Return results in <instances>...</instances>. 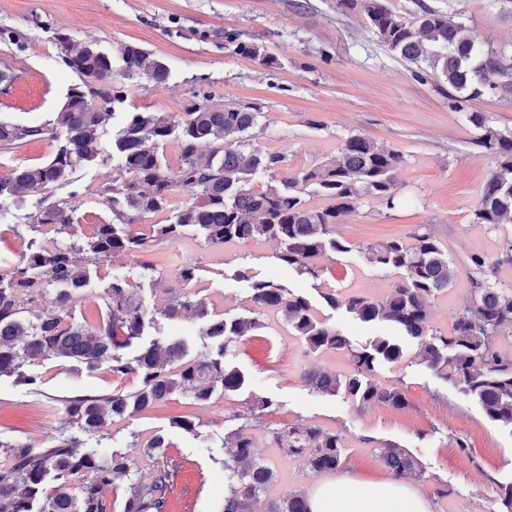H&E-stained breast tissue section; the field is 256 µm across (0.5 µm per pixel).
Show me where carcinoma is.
<instances>
[{"label": "carcinoma", "mask_w": 512, "mask_h": 512, "mask_svg": "<svg viewBox=\"0 0 512 512\" xmlns=\"http://www.w3.org/2000/svg\"><path fill=\"white\" fill-rule=\"evenodd\" d=\"M342 14L358 9L366 24L391 52L415 66L414 77L422 84L439 79L448 86V102L457 110L467 102L490 96L512 105V49L476 41L467 18L444 13L417 3L409 21L388 8L384 0H336ZM225 45L245 57L274 68L276 59L256 41L241 39L236 32H224ZM64 63L89 82L100 84V103L79 99L63 107L57 124L65 129V141L54 158L44 164L17 168L7 180H0V198L35 193L50 183L66 180L75 162L92 161L100 153L99 130L111 117L110 108L122 103L126 91L112 82V61L105 54L85 47L72 53L70 42L60 40ZM125 73H144L158 85L166 82V67L133 45L120 48ZM260 108H226L193 103L185 112H129L115 135L113 148L122 159L121 170L106 189L105 202L112 222L97 224L93 234L80 245L58 242L31 250L0 277V375L14 378L19 385L36 383L29 366L36 360L73 361L93 369L109 362L117 378L132 376L134 390L116 391L100 398L70 397L63 402L64 427L105 438L109 416L123 417L149 410L176 394L197 402L209 400L218 389L236 392L245 382L242 372L226 363L231 346L251 336L261 323L241 317L231 321L211 319L202 336L218 339V357L209 360L187 358L181 339L162 344L142 343L147 326L157 318L174 322L190 312L208 316L205 303L183 293L160 308L144 305L136 289L120 277L113 279L104 298L105 313L94 325L72 317L73 307L88 285L89 271L77 265L74 254L84 251L92 258L115 253L139 256L159 243L176 241L186 235H201L212 245L272 239L279 244L278 260L307 278L318 281L323 269L317 259L327 252L346 253L349 242L336 238L340 217L356 212L367 198L392 208L395 179L405 164L404 156L376 140L354 134L340 148L341 159L321 163L303 172L288 174L285 158L263 153L250 143L249 132L258 124ZM476 130L474 143L492 157L494 166L472 211L476 224L496 226L512 219V136L504 135L484 112L467 113ZM43 134L40 126L0 122V145ZM181 140V160L171 172L163 165L158 147L172 135ZM209 148L207 158L199 149ZM260 171L281 174L280 187L255 190L253 177ZM178 189L202 198L183 208L172 224L153 225L152 235H134L126 228L147 214L165 208ZM313 192L327 201L315 208L305 195ZM36 221L52 225L59 234L72 235L71 211L48 204L38 209ZM411 242L393 239L360 247L367 261L380 269L402 272L401 279L382 300L328 289L322 293L333 309H344L363 322L383 321L396 326L402 335L418 341V358L438 376L478 401L486 417L512 428V357L499 348L503 328L512 326V287L492 280V263L484 256L470 255L466 268L470 297L453 316V329L443 334L430 326L429 305L453 281L454 265L442 251L429 224H416ZM54 289L52 316L25 317L29 305ZM251 301L260 310L283 314L311 353L348 350L352 371L345 375L309 370L303 381L314 391L343 393L360 408L380 405L402 409L408 405L404 392L383 386L372 378L377 360L395 363L404 357L402 346L390 337L374 339L370 348L357 351L335 327L317 320L307 297L273 282L253 284ZM139 346L128 359L120 350ZM273 402L261 398L248 412L234 415L241 424L224 440L230 445L224 460L229 485L223 512H254V504L266 496L274 480L273 470L256 458L252 430L260 426ZM273 438L288 452L306 456L317 473L338 470L344 460L342 438L309 425H294ZM143 453L157 458L152 481L134 478L132 462L126 456L103 448H87L74 437L60 436L47 448H34L18 441H0L5 462L0 465V512H112L106 488L123 483L121 512H166L169 494L179 466L164 456L171 447L162 435L141 444ZM384 464L395 479L418 478L421 464L392 443L385 444ZM81 478L78 487L74 478ZM265 512H310L308 496L293 491L268 502Z\"/></svg>", "instance_id": "carcinoma-1"}]
</instances>
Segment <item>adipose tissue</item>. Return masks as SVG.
I'll use <instances>...</instances> for the list:
<instances>
[{
	"instance_id": "ef3b65f1",
	"label": "adipose tissue",
	"mask_w": 512,
	"mask_h": 512,
	"mask_svg": "<svg viewBox=\"0 0 512 512\" xmlns=\"http://www.w3.org/2000/svg\"><path fill=\"white\" fill-rule=\"evenodd\" d=\"M309 506L310 512H431L429 502L404 482L358 480L347 474L320 481Z\"/></svg>"
}]
</instances>
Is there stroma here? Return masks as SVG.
Here are the masks:
<instances>
[{
    "instance_id": "stroma-1",
    "label": "stroma",
    "mask_w": 512,
    "mask_h": 512,
    "mask_svg": "<svg viewBox=\"0 0 512 512\" xmlns=\"http://www.w3.org/2000/svg\"><path fill=\"white\" fill-rule=\"evenodd\" d=\"M425 2L464 14L477 41L512 43V15L486 8L484 0ZM228 30L262 43L266 53L278 59V68H266L226 48ZM62 34L73 50L89 46L109 55L112 78L126 85L127 98L100 134L98 157L76 163L68 183L0 200V274L32 245L60 241L51 226L28 231L38 203L71 209L72 240L78 244L95 225L111 220L103 191L121 167L112 142L128 112L178 114L190 103L205 101L259 106L251 143L281 153L292 173L338 158L342 141L352 134L368 136L405 156L396 178V207L390 210L369 198L337 225V237L352 249L320 258V284L281 265L276 258L279 247L270 240L213 246L203 237L190 236L163 243L149 256L163 275L157 289L140 280L136 257L117 253L90 264V284L73 310L80 322H97L104 312L105 292L120 276L140 284L139 295L147 306L158 305L164 289L192 291L206 300L210 317L252 316L261 327L238 341L227 357L245 376L241 390L215 394L203 403L177 395L150 410L110 419L106 438L85 436L87 447L126 455L136 478L147 483L157 462L133 442L163 434L171 443L166 457L180 466L166 512H220L228 485L224 436L236 427V415L264 397L275 407L254 438L258 458L275 472L270 495L308 491L321 479L305 457L285 453L271 438L272 433L303 424L342 438V472L359 479L387 477L381 449L393 443L420 462L422 476L411 485L429 500L432 512H496L499 486L512 483V429L491 422L475 399L421 364L417 340L398 336L388 323H367L332 309L321 292L335 288L372 300L385 298L399 274L372 266L360 248L406 237L416 224L432 225L443 252L454 261L472 253L484 255L494 265L496 281L511 287L512 263L503 261L502 253L512 239V221L495 228L471 221L493 160L474 145L475 131L465 114L487 113L501 132L512 136V105L486 96L468 102L465 112L451 110L434 85L418 83L411 65L380 43L360 11L339 13L336 0H0V71L11 78L6 93H0V120L44 129L38 138L0 149L2 180L16 168L50 160L64 140L57 116L81 77L59 57ZM129 44L152 53L167 67L165 85H156L144 74L125 78L120 49ZM187 264L198 269L197 281L188 286L178 276ZM258 281L305 295L316 318L336 327L353 348L365 349L379 336L399 337L404 357L376 364L374 378L402 388L407 406L360 408L343 395L321 394L303 383L302 374L314 368L349 373V355L341 350L307 352L280 314L253 305L251 288ZM469 297L467 276L458 274L430 305L433 328L449 333L455 310ZM204 325L188 314L175 323L159 321L146 329L145 338L179 336L186 341L189 358L210 359L218 347L201 338ZM30 370L39 378L34 393L12 378L0 377V440L18 439L36 448L47 447L58 436L65 397L108 395L135 385L134 378L113 377L105 363L89 370L74 362L40 360ZM182 415L200 421L198 433L171 427V420ZM459 438L470 444V454L458 451ZM440 488L446 489V496H437Z\"/></svg>"
}]
</instances>
